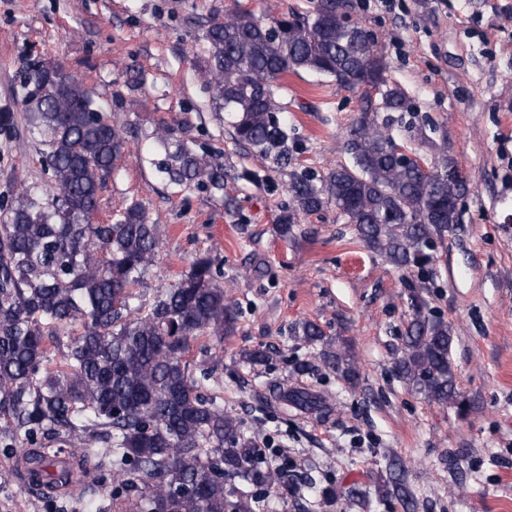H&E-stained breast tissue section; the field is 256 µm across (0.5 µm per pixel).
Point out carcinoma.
Listing matches in <instances>:
<instances>
[{"label": "carcinoma", "instance_id": "obj_1", "mask_svg": "<svg viewBox=\"0 0 512 512\" xmlns=\"http://www.w3.org/2000/svg\"><path fill=\"white\" fill-rule=\"evenodd\" d=\"M347 0H317L312 10L265 21L245 11L212 19L202 32L201 74L235 140L279 167L292 149L275 91L301 70L361 93V116L345 143L350 154L324 175L291 174L288 233L300 216L335 207L375 253L401 269L434 261L437 242L458 223L464 177L443 160L427 176L395 151L393 120L409 98L389 81L370 30L337 14ZM32 137L43 146L45 188L23 190L0 206V445L25 447L26 479L53 496L90 471L112 474L118 512H264L265 499L237 484L273 487L278 471L260 455L259 436L242 431L218 397L204 393L214 367L190 370L191 342L224 343L237 318L213 263L198 256L187 273L131 313L134 288L153 266L161 227L133 201L95 221L99 192L126 148L93 92L61 63L40 61L21 82ZM378 90L371 98L369 88ZM153 165L170 184L224 190V170L208 155L156 129ZM400 336L398 377L430 402L457 397L451 325L411 293ZM308 345L328 344L311 321L294 326ZM319 360L346 382L358 377L346 347ZM286 409L328 413L318 394L291 387Z\"/></svg>", "mask_w": 512, "mask_h": 512}]
</instances>
